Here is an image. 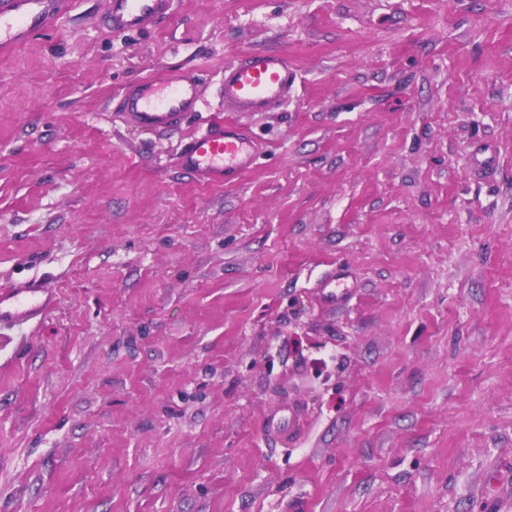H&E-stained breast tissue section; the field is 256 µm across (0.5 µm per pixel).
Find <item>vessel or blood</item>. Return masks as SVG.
<instances>
[{"label": "vessel or blood", "instance_id": "obj_1", "mask_svg": "<svg viewBox=\"0 0 512 512\" xmlns=\"http://www.w3.org/2000/svg\"><path fill=\"white\" fill-rule=\"evenodd\" d=\"M71 0H0V54L26 45L50 29ZM170 6V0H106L104 21L112 31L136 32L151 27ZM298 74L288 58L275 52L251 53L226 66L222 93L225 105L238 112H271L293 96ZM198 81L178 73L147 77L125 87L118 110L136 128L158 131L180 127L188 113L200 111ZM256 143L237 124L212 122L186 137L177 163L197 179L222 184L251 168ZM54 304L44 280L0 289V328L43 316Z\"/></svg>", "mask_w": 512, "mask_h": 512}]
</instances>
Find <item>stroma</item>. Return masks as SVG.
<instances>
[{"instance_id": "obj_1", "label": "stroma", "mask_w": 512, "mask_h": 512, "mask_svg": "<svg viewBox=\"0 0 512 512\" xmlns=\"http://www.w3.org/2000/svg\"><path fill=\"white\" fill-rule=\"evenodd\" d=\"M104 9L0 55V286L56 293L0 331V512H512V0ZM259 50L293 97L226 110ZM165 69L205 108L128 125ZM216 117L262 145L223 186L175 162ZM170 6V0H106L104 21L114 32L151 27Z\"/></svg>"}]
</instances>
